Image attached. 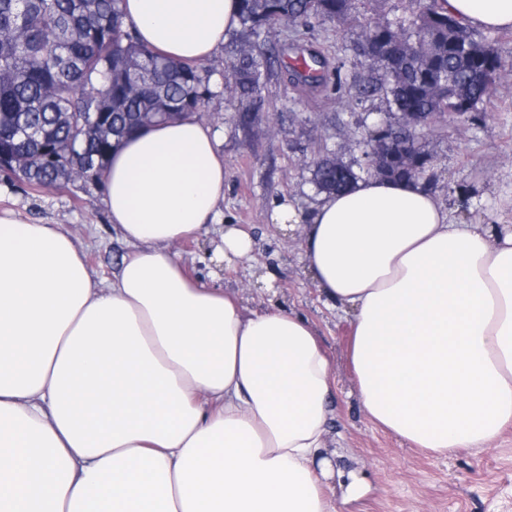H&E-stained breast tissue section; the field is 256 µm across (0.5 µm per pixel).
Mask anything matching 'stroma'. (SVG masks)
<instances>
[{"instance_id": "stroma-1", "label": "stroma", "mask_w": 512, "mask_h": 512, "mask_svg": "<svg viewBox=\"0 0 512 512\" xmlns=\"http://www.w3.org/2000/svg\"><path fill=\"white\" fill-rule=\"evenodd\" d=\"M358 33L353 24L316 20L302 37H282L281 62L264 82L247 129L238 123L242 105L223 93V52L208 59L213 97L204 119L218 131L224 154V221L176 250L188 274L239 292L247 310L280 305L316 324L337 382L327 448L336 476L326 491L338 512H512V426L488 447L444 457L374 424L361 408L348 361L345 313L329 306L313 283L301 238L271 220L281 203L301 214L317 205L309 165L319 153H339L361 179L369 177L363 146L348 132L372 128L392 114L383 96L355 100L349 94L353 79L366 71L353 50ZM476 35L497 50L504 74L477 111L446 116L422 138L433 158L423 185L445 204L452 222L512 225V30L480 29ZM300 45L325 56L339 78L315 89L293 83L288 67ZM0 211L61 226L104 279L133 252L109 221L100 185L36 192L0 177ZM228 224L251 236L250 261L217 259Z\"/></svg>"}]
</instances>
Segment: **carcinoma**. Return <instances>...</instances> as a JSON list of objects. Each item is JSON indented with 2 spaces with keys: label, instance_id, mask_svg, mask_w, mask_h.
<instances>
[{
  "label": "carcinoma",
  "instance_id": "1",
  "mask_svg": "<svg viewBox=\"0 0 512 512\" xmlns=\"http://www.w3.org/2000/svg\"><path fill=\"white\" fill-rule=\"evenodd\" d=\"M239 29L225 47L232 61L231 97L251 101L276 62L268 32L286 25L296 33L314 20L358 23L356 51L369 63L371 80L355 82L353 97L380 93L389 110L439 116L462 102L468 110L489 98L484 58L495 53L437 0H418L411 16L383 26L351 17L350 0H238ZM122 0H0V27L22 28V44L0 42V153L27 158L0 174L31 190L66 187L80 169L85 182L104 180L112 149L142 129L199 117L212 96L201 62H176L141 44L126 21ZM251 45L249 52L243 51ZM297 73L299 82L321 79L317 56ZM139 92H128L131 84ZM376 176L418 181L394 156ZM336 153L318 156L312 182L318 192L355 183Z\"/></svg>",
  "mask_w": 512,
  "mask_h": 512
}]
</instances>
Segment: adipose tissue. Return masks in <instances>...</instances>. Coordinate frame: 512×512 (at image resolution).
I'll return each instance as SVG.
<instances>
[{
	"instance_id": "obj_1",
	"label": "adipose tissue",
	"mask_w": 512,
	"mask_h": 512,
	"mask_svg": "<svg viewBox=\"0 0 512 512\" xmlns=\"http://www.w3.org/2000/svg\"><path fill=\"white\" fill-rule=\"evenodd\" d=\"M512 30V0H438ZM138 38L199 62L238 26V0H123ZM104 201L134 248L111 282L53 224L0 213V512H335L325 457L333 363L316 326L189 278L174 250L224 224V156L195 118L113 150ZM300 225L308 272L349 313L362 409L439 455L512 423V232L457 224L420 185L322 196Z\"/></svg>"
}]
</instances>
